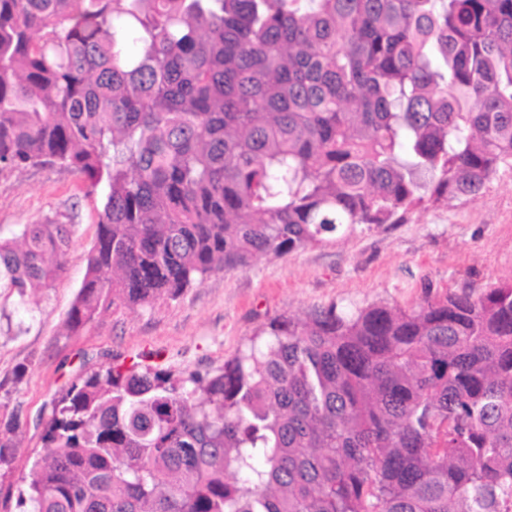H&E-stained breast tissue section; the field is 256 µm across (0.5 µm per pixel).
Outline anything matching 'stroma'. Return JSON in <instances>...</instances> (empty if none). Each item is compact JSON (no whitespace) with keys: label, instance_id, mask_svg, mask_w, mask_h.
I'll list each match as a JSON object with an SVG mask.
<instances>
[{"label":"stroma","instance_id":"1","mask_svg":"<svg viewBox=\"0 0 512 512\" xmlns=\"http://www.w3.org/2000/svg\"><path fill=\"white\" fill-rule=\"evenodd\" d=\"M101 194L54 166L0 173V225L52 219L73 227L63 279L39 309L0 317V420L19 413L20 444L0 476V512H18L16 485L42 449L43 423L59 394L86 373L134 362L175 374L222 367L271 319L336 305L410 308L428 293H478L512 281V169L475 198L426 204L405 221L356 227L328 246L263 257L219 272L146 308L104 312L79 335L64 320L86 273Z\"/></svg>","mask_w":512,"mask_h":512}]
</instances>
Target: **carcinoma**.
Segmentation results:
<instances>
[{"instance_id": "1", "label": "carcinoma", "mask_w": 512, "mask_h": 512, "mask_svg": "<svg viewBox=\"0 0 512 512\" xmlns=\"http://www.w3.org/2000/svg\"><path fill=\"white\" fill-rule=\"evenodd\" d=\"M104 185L76 335L512 166V0H0V173ZM71 225H0V306ZM20 416L0 426L11 468ZM26 512H512V282L270 320L55 401Z\"/></svg>"}]
</instances>
